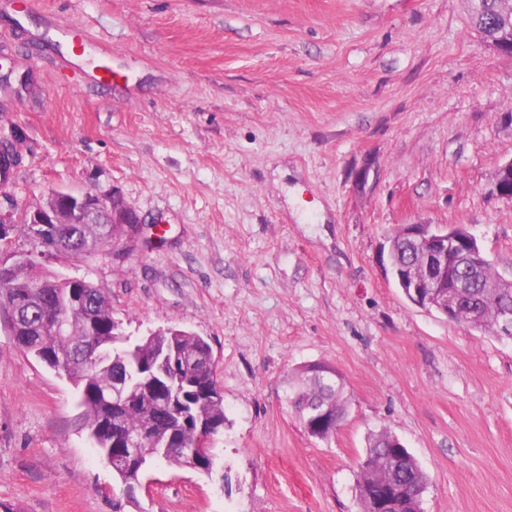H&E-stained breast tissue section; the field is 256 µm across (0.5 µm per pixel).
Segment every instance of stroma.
I'll use <instances>...</instances> for the list:
<instances>
[{"mask_svg": "<svg viewBox=\"0 0 512 512\" xmlns=\"http://www.w3.org/2000/svg\"><path fill=\"white\" fill-rule=\"evenodd\" d=\"M82 30L83 60L59 35ZM111 53L117 84L85 69ZM0 212L119 195L138 233L82 258L137 338L205 337L224 396L217 475L157 462L126 500L76 389L0 319V504L15 512H358L370 434L429 477L424 512H512V339L410 303L381 261L405 224L462 225L512 276V58L468 0H0ZM341 374L330 440L288 405ZM288 401L308 434L317 414L327 412L340 425L346 413L342 376L330 365L308 364L302 368L301 382L288 393Z\"/></svg>", "mask_w": 512, "mask_h": 512, "instance_id": "obj_1", "label": "stroma"}]
</instances>
